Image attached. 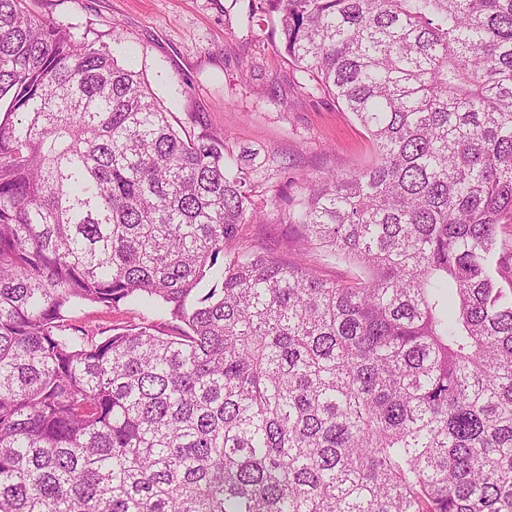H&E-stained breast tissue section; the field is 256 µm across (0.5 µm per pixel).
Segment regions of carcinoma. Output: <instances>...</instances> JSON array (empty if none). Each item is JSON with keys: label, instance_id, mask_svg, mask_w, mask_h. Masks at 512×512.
<instances>
[{"label": "carcinoma", "instance_id": "obj_1", "mask_svg": "<svg viewBox=\"0 0 512 512\" xmlns=\"http://www.w3.org/2000/svg\"><path fill=\"white\" fill-rule=\"evenodd\" d=\"M266 2L375 153L302 177L293 260L224 134L0 0V512H512V0ZM323 253L313 252L310 259L319 266V271L323 279L328 281L347 280L356 275H362V271L356 265L345 261L331 260L322 257ZM73 323L90 324L108 331L112 328H122L130 324L158 322V317L153 312L139 306L120 304L115 308H106L97 304L81 303L74 306L69 312ZM108 331L104 335L112 334Z\"/></svg>", "mask_w": 512, "mask_h": 512}]
</instances>
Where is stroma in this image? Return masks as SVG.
<instances>
[{"label":"stroma","instance_id":"stroma-1","mask_svg":"<svg viewBox=\"0 0 512 512\" xmlns=\"http://www.w3.org/2000/svg\"><path fill=\"white\" fill-rule=\"evenodd\" d=\"M29 6L78 41L120 33L119 62L142 73L183 129L223 134L234 155L256 153L264 166L250 190L264 221L241 226L248 246L293 258L297 234L285 219L301 178L372 159L354 116L288 64L270 23L259 20L264 0H29ZM69 316L104 331L157 319L128 304L81 303Z\"/></svg>","mask_w":512,"mask_h":512}]
</instances>
